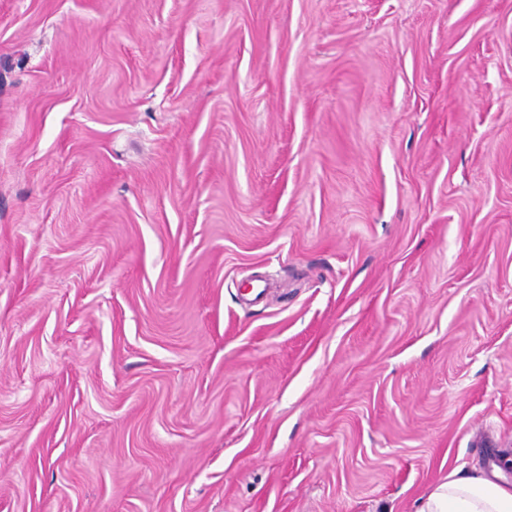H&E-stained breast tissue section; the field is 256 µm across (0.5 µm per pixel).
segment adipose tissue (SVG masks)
<instances>
[{"label": "adipose tissue", "instance_id": "1", "mask_svg": "<svg viewBox=\"0 0 512 512\" xmlns=\"http://www.w3.org/2000/svg\"><path fill=\"white\" fill-rule=\"evenodd\" d=\"M418 512H512V484L456 468L426 494Z\"/></svg>", "mask_w": 512, "mask_h": 512}]
</instances>
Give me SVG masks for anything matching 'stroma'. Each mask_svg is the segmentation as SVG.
Here are the masks:
<instances>
[{"label": "stroma", "instance_id": "stroma-1", "mask_svg": "<svg viewBox=\"0 0 512 512\" xmlns=\"http://www.w3.org/2000/svg\"><path fill=\"white\" fill-rule=\"evenodd\" d=\"M510 452L512 0H0V512Z\"/></svg>", "mask_w": 512, "mask_h": 512}]
</instances>
